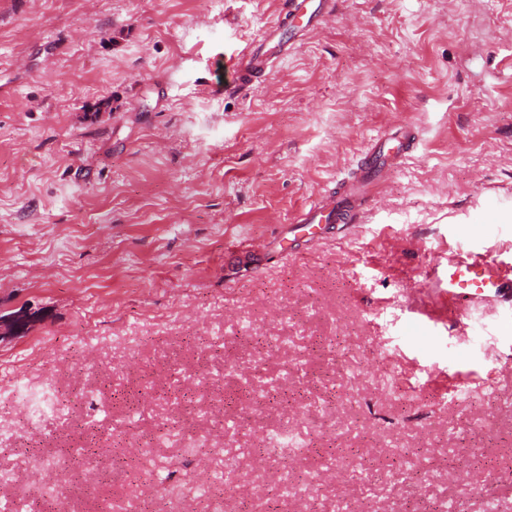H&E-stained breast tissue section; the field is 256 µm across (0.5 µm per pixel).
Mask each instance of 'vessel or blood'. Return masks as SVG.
Returning a JSON list of instances; mask_svg holds the SVG:
<instances>
[{"instance_id":"vessel-or-blood-1","label":"vessel or blood","mask_w":512,"mask_h":512,"mask_svg":"<svg viewBox=\"0 0 512 512\" xmlns=\"http://www.w3.org/2000/svg\"><path fill=\"white\" fill-rule=\"evenodd\" d=\"M333 8L334 0H282L278 21L266 28L257 44L238 58L235 65L237 87L245 88L262 81L268 68L287 56L289 44L283 37L287 26L305 30L324 24ZM411 134V127L404 125L394 133L379 136L368 149L369 163L353 181L343 183L339 195L316 199L308 209L294 216V233L313 235L321 231L323 225L351 221L380 184L377 158L385 144L395 142V156L403 158L408 153L403 143ZM434 285L447 288L448 318L458 320L480 311L488 303L512 299V256L462 249L453 251L448 258L446 278L435 279Z\"/></svg>"}]
</instances>
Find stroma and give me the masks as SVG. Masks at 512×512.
<instances>
[{
  "label": "stroma",
  "instance_id": "1",
  "mask_svg": "<svg viewBox=\"0 0 512 512\" xmlns=\"http://www.w3.org/2000/svg\"><path fill=\"white\" fill-rule=\"evenodd\" d=\"M279 10L0 0V512H457L474 472L512 512V303L430 286L512 250V0H335L234 90ZM400 125L356 222L292 241Z\"/></svg>",
  "mask_w": 512,
  "mask_h": 512
}]
</instances>
